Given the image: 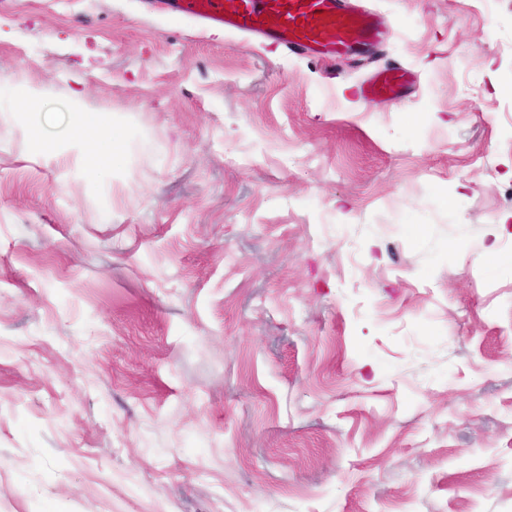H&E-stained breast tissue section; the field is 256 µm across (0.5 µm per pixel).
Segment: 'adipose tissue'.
<instances>
[{
  "mask_svg": "<svg viewBox=\"0 0 512 512\" xmlns=\"http://www.w3.org/2000/svg\"><path fill=\"white\" fill-rule=\"evenodd\" d=\"M70 108L78 112L80 118L65 128L64 138L77 161L89 171L114 166L124 152V141L110 116L82 111L81 102L76 98L71 100Z\"/></svg>",
  "mask_w": 512,
  "mask_h": 512,
  "instance_id": "ef3b65f1",
  "label": "adipose tissue"
}]
</instances>
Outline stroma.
<instances>
[{"mask_svg": "<svg viewBox=\"0 0 512 512\" xmlns=\"http://www.w3.org/2000/svg\"><path fill=\"white\" fill-rule=\"evenodd\" d=\"M363 3L0 0V512H512V0ZM75 90L119 165L37 145ZM173 1L179 14L201 25H220L249 37L275 38L292 52L324 59L336 60L354 45L378 43L383 38L371 13L352 9L350 0ZM323 12L326 17H315ZM405 71L397 68L385 70L360 85V94L366 100L377 97L397 98L406 87Z\"/></svg>", "mask_w": 512, "mask_h": 512, "instance_id": "obj_1", "label": "stroma"}]
</instances>
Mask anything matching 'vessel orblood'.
<instances>
[{
  "label": "vessel or blood",
  "instance_id": "obj_1",
  "mask_svg": "<svg viewBox=\"0 0 512 512\" xmlns=\"http://www.w3.org/2000/svg\"><path fill=\"white\" fill-rule=\"evenodd\" d=\"M174 9L203 25H220L249 37L277 39L290 51L324 59L344 55L357 44L376 43L383 33L365 9L349 0H175ZM405 73L394 68L360 86L364 99L399 97Z\"/></svg>",
  "mask_w": 512,
  "mask_h": 512
}]
</instances>
